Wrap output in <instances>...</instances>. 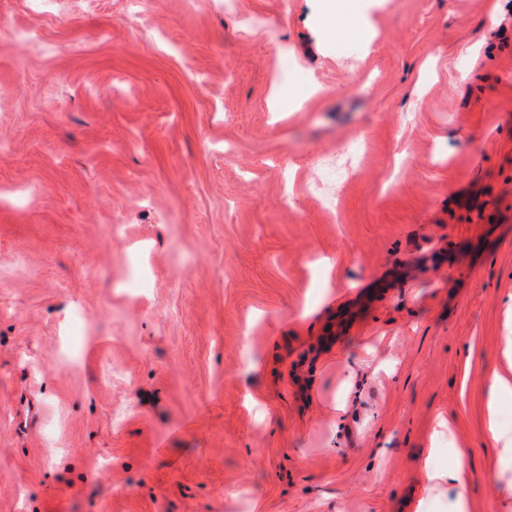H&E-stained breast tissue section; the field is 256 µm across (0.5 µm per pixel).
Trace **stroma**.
Segmentation results:
<instances>
[{
	"label": "stroma",
	"instance_id": "1",
	"mask_svg": "<svg viewBox=\"0 0 512 512\" xmlns=\"http://www.w3.org/2000/svg\"><path fill=\"white\" fill-rule=\"evenodd\" d=\"M323 5L0 0V512H512V0ZM504 357L506 365H494L489 369L490 389L497 399L512 396V316L505 324ZM495 405V401L491 400L485 425L486 431L498 450L500 475L498 483L494 486V491L500 496L509 498L512 497V434L504 433L499 428L494 411ZM510 470L511 477H506ZM457 465L447 472H441L431 468H425L424 479L431 490L438 489L443 484H448L456 490V496L451 503V512H473V503L468 493L469 476L462 461V453L459 451Z\"/></svg>",
	"mask_w": 512,
	"mask_h": 512
}]
</instances>
